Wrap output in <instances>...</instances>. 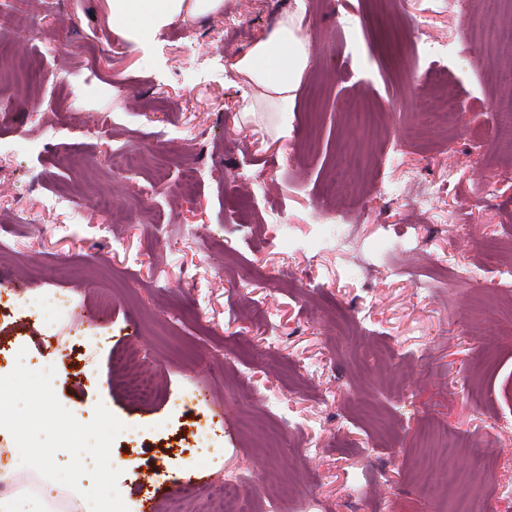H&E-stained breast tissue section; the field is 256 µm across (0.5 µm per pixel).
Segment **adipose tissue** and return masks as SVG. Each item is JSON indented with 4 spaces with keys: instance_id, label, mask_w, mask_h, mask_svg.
Wrapping results in <instances>:
<instances>
[{
    "instance_id": "obj_1",
    "label": "adipose tissue",
    "mask_w": 512,
    "mask_h": 512,
    "mask_svg": "<svg viewBox=\"0 0 512 512\" xmlns=\"http://www.w3.org/2000/svg\"><path fill=\"white\" fill-rule=\"evenodd\" d=\"M110 21L114 29L128 39L144 43L161 30L182 18L183 14L200 16L222 6L223 0H108ZM311 44L299 22L283 15L265 37L259 39L234 63V70L243 75L260 92V96L279 106L293 100L303 76L309 69ZM83 477L72 478L35 448H11L9 465L0 467V477L14 478L17 469L14 459L39 461L40 486H22L13 494L0 497V512H24L27 502L36 503L37 512H54L55 499L51 486L62 481L80 504L81 512H113L111 469L87 468L82 449H73Z\"/></svg>"
}]
</instances>
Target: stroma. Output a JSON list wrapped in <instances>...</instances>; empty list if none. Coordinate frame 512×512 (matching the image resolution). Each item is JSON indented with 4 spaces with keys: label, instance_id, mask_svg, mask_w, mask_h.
Segmentation results:
<instances>
[{
    "label": "stroma",
    "instance_id": "35a3bbf8",
    "mask_svg": "<svg viewBox=\"0 0 512 512\" xmlns=\"http://www.w3.org/2000/svg\"><path fill=\"white\" fill-rule=\"evenodd\" d=\"M287 12L302 18L312 64L290 112L243 115L249 88L233 64ZM402 12L447 54L391 57L393 11L371 0H318L309 13L224 0L144 48L113 31L108 0H0L22 31L0 57V148H12L0 151V240L13 244L0 290L72 299L64 318L1 309L0 348L36 360L6 368L35 420L27 445L61 463L70 447H106L115 512L148 498L167 512L186 481L229 479L245 512H439V492L404 477L428 428L484 448L451 464L503 490L487 512H512V304L497 280L512 257V165L490 106L512 98V62L480 56L454 0ZM193 55L215 70H194ZM436 72L481 119L416 142L428 108L416 87ZM353 98L374 111L371 128L348 112ZM351 148L369 158L355 180L389 181L390 198L322 196ZM189 167L204 177L188 198ZM228 188L255 194L253 223L226 204ZM55 196L64 206L49 208ZM22 209L33 222H13ZM442 251L480 283L436 268ZM76 326L98 338L47 384L41 364L61 360L53 338ZM119 354L153 375L151 399L132 402ZM74 405L82 420L60 441L41 419ZM201 420L216 429L211 448L177 456Z\"/></svg>",
    "mask_w": 512,
    "mask_h": 512
}]
</instances>
